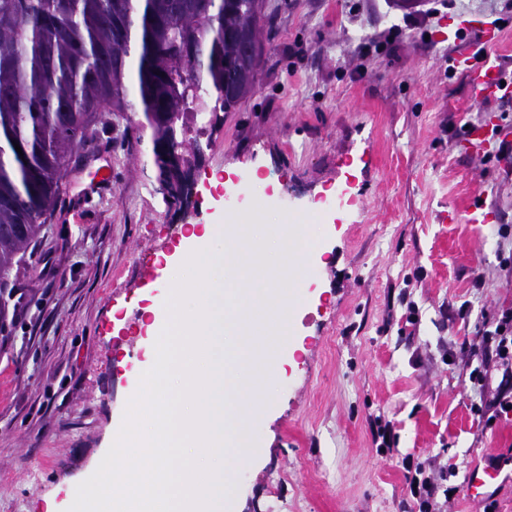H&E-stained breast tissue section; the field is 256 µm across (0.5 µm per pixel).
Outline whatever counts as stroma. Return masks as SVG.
Here are the masks:
<instances>
[{
	"label": "stroma",
	"instance_id": "1",
	"mask_svg": "<svg viewBox=\"0 0 512 512\" xmlns=\"http://www.w3.org/2000/svg\"><path fill=\"white\" fill-rule=\"evenodd\" d=\"M274 22L260 85L205 135L194 206L165 201L138 105L92 127L63 177L58 203L0 294V512H66L72 491L111 447L149 344L144 312L178 226L225 217L310 222L313 204L346 193L314 228L298 271L292 335L272 353L270 398L231 465L224 512H415L398 466L413 455L455 466L447 512H483L471 468L512 448V416L482 433L478 397L443 343L458 318L512 303L498 235L512 225V171L464 153L451 132L486 122L453 58L477 36L451 21L493 22L491 0H265ZM110 167L100 192L97 170ZM257 169L259 182L247 174ZM218 171L226 190H211ZM481 202L499 224H471ZM460 217L449 221V209ZM419 309L406 324L407 303ZM399 436L377 453L367 418Z\"/></svg>",
	"mask_w": 512,
	"mask_h": 512
}]
</instances>
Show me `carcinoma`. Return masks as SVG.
<instances>
[{
    "mask_svg": "<svg viewBox=\"0 0 512 512\" xmlns=\"http://www.w3.org/2000/svg\"><path fill=\"white\" fill-rule=\"evenodd\" d=\"M269 29L265 0H0V285L54 210L67 156L126 116L130 73L162 178V146L206 133L184 135L194 113L255 92Z\"/></svg>",
    "mask_w": 512,
    "mask_h": 512,
    "instance_id": "carcinoma-1",
    "label": "carcinoma"
}]
</instances>
